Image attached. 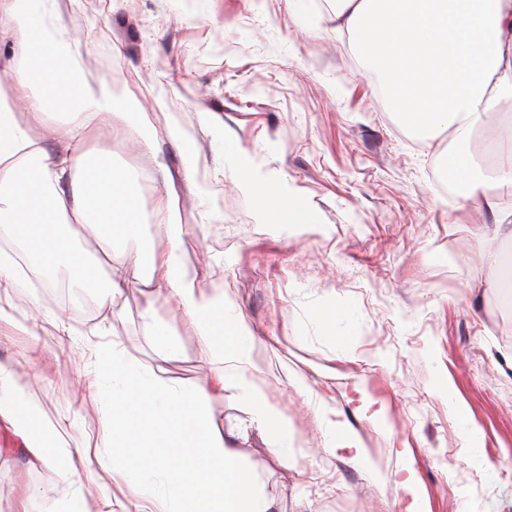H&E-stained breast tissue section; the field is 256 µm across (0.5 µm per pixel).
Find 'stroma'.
I'll return each instance as SVG.
<instances>
[{"label":"stroma","mask_w":512,"mask_h":512,"mask_svg":"<svg viewBox=\"0 0 512 512\" xmlns=\"http://www.w3.org/2000/svg\"><path fill=\"white\" fill-rule=\"evenodd\" d=\"M137 14L121 25L128 3ZM332 0H57L90 84L111 81L147 112L180 194L187 263L207 269L256 338L268 399L288 420L295 453L278 458L251 427L237 390L210 392L219 429L276 500V512H388L421 498L425 512L512 505V307L485 286L474 224H489L451 184V130L410 134L345 39L327 21ZM218 113L221 136L196 115ZM191 144L186 162L181 143ZM251 169L286 177L317 223L285 229L258 220L255 197L219 175L222 144ZM191 175H184V168ZM146 289L132 280L112 303L81 313L52 295V312L19 327L18 297L0 302V362L11 364L51 421L79 441L102 435L79 354L112 341L178 383L208 389L213 366L193 324L177 321L181 352L152 347ZM346 311L347 338L323 316ZM484 437L472 461L453 416ZM362 449L367 467L329 448L330 425ZM55 479L31 468L23 441L0 430V512H48Z\"/></svg>","instance_id":"35a3bbf8"}]
</instances>
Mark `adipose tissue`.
<instances>
[{"mask_svg": "<svg viewBox=\"0 0 512 512\" xmlns=\"http://www.w3.org/2000/svg\"><path fill=\"white\" fill-rule=\"evenodd\" d=\"M54 3L0 0V68L10 74L0 83V238L9 243L0 247V292L23 296L33 324L48 310L29 292L31 280L46 288L64 276L71 287L92 292L107 313L128 285V270L137 271L148 289L143 317L154 346L167 355L178 350L173 323L155 315L162 300L194 324L214 365L212 390H238L278 455L290 458L288 423L253 373V334L230 318L223 295L201 288V271L184 259L174 184L165 183L144 208L142 175L115 164L111 151L91 147L101 133H120L140 142L151 167H166L147 114L115 97L111 82L85 81ZM334 20L403 125L424 138L452 129L461 150L449 159L451 175L494 218L475 232L487 286L512 302V205L487 190L489 181L512 175V152L487 173L466 147L486 114L512 109V0H336ZM47 125L50 149L40 134ZM226 162L258 199L260 223H310V211L286 183L247 176L241 151ZM87 240L97 253L84 249ZM128 242L138 248L126 254L125 267L104 270L99 254ZM92 365L86 391L103 419L101 444L93 449L46 418L0 363V423L22 437L31 465L64 474L79 489L78 496L56 499L52 512H92L82 491L105 472L133 498L136 512H272V498L232 435L213 423L207 393L170 384L117 341L96 349Z\"/></svg>", "mask_w": 512, "mask_h": 512, "instance_id": "1", "label": "adipose tissue"}]
</instances>
